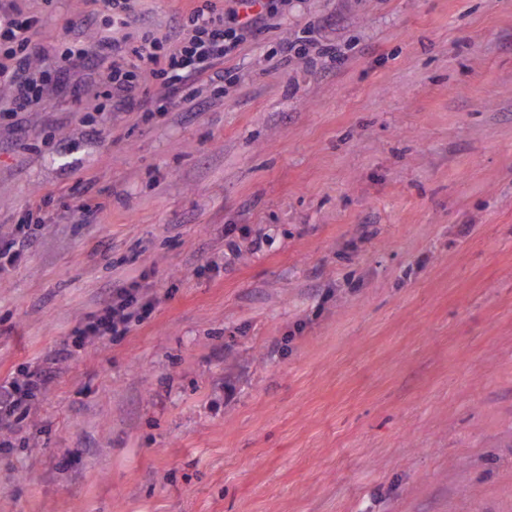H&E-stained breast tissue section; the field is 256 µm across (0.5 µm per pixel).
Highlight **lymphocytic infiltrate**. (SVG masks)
Masks as SVG:
<instances>
[{"instance_id":"lymphocytic-infiltrate-1","label":"lymphocytic infiltrate","mask_w":512,"mask_h":512,"mask_svg":"<svg viewBox=\"0 0 512 512\" xmlns=\"http://www.w3.org/2000/svg\"><path fill=\"white\" fill-rule=\"evenodd\" d=\"M97 13L107 20L106 33L96 41H65L64 65L83 64L97 71L112 89V100L123 103L141 88L145 73L164 77L173 99H180L190 81L208 73L214 63L233 54L249 38L276 28L288 0H230L224 11L203 4L176 19L164 31L144 25L138 38L128 28L135 0H96ZM37 16L25 12L17 0H0V86L13 92L4 111L8 116L29 110L52 87L45 74L31 68L38 57L32 37ZM155 299L147 289L117 286L109 289L99 309L71 332V345L59 358L71 356L95 339L126 336L151 315ZM54 368L37 363L0 381V425L22 427L44 397Z\"/></svg>"}]
</instances>
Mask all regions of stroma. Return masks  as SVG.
<instances>
[{"instance_id": "35a3bbf8", "label": "stroma", "mask_w": 512, "mask_h": 512, "mask_svg": "<svg viewBox=\"0 0 512 512\" xmlns=\"http://www.w3.org/2000/svg\"><path fill=\"white\" fill-rule=\"evenodd\" d=\"M22 6L47 62L105 26ZM278 23L167 114L160 78L118 106L71 66L0 119V230L34 236L0 273V378L106 288L157 297L0 426V512H512V0Z\"/></svg>"}]
</instances>
